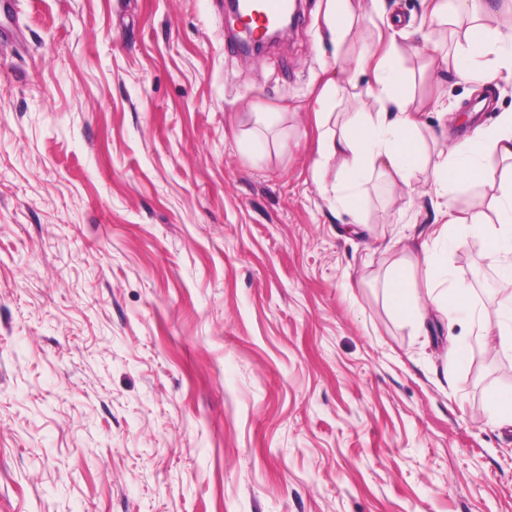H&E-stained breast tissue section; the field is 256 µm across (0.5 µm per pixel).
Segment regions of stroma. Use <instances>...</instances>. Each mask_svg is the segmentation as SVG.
Returning <instances> with one entry per match:
<instances>
[{"label":"stroma","mask_w":512,"mask_h":512,"mask_svg":"<svg viewBox=\"0 0 512 512\" xmlns=\"http://www.w3.org/2000/svg\"><path fill=\"white\" fill-rule=\"evenodd\" d=\"M327 0L261 56L224 0H14L0 53V512H512V350L384 298L422 238L488 317L512 296L476 236L437 239L424 179L375 176L360 223L318 158L325 69L387 23L430 151L512 110L381 0L333 57ZM275 113L256 133V115ZM467 349L462 362L451 350Z\"/></svg>","instance_id":"obj_1"}]
</instances>
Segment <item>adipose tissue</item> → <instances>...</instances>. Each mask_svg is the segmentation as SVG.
Listing matches in <instances>:
<instances>
[{
    "label": "adipose tissue",
    "mask_w": 512,
    "mask_h": 512,
    "mask_svg": "<svg viewBox=\"0 0 512 512\" xmlns=\"http://www.w3.org/2000/svg\"><path fill=\"white\" fill-rule=\"evenodd\" d=\"M468 26L455 49L457 77L476 84L512 76V28L500 30L488 25L477 8V0H429L423 43H430L432 32L441 26H454L460 19ZM406 33L392 29L383 53L363 60L371 82L360 84L357 71L331 73L318 98V124L321 162L336 161L339 176L331 187L336 200L351 215L360 212L359 186L374 174L384 175L393 193H408L413 178L425 174L438 197L448 196L468 181L499 184L497 220L488 222L482 202H474L464 216L449 215L441 235L471 233L483 242L490 257L506 260L512 275V170L498 171L486 162L497 155L512 160V111L502 113L493 128L476 129L455 142L448 150L428 156L421 136L420 111L406 91L400 64V41ZM347 87L353 98L373 99L376 111L358 112L340 124H333L331 103L338 87ZM441 261L429 248H422L413 259L401 260L385 279V297L391 309L417 330H424L432 314L453 315L455 322L475 329L482 340H495L512 348V305L504 307L496 319L479 311L462 288H448L440 281ZM425 276V288L416 279Z\"/></svg>",
    "instance_id": "1"
}]
</instances>
